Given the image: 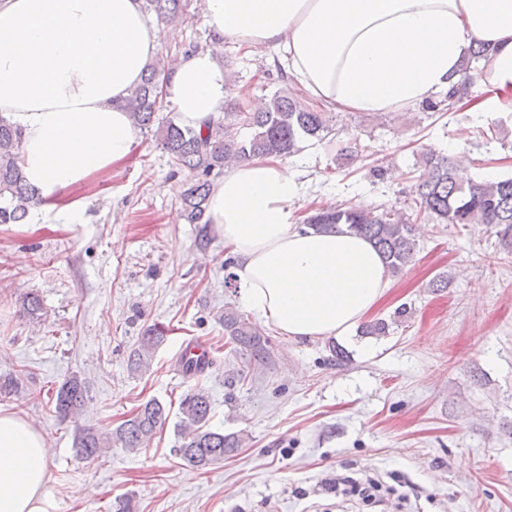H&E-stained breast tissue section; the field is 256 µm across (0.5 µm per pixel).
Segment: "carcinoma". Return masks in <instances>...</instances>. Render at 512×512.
Instances as JSON below:
<instances>
[{
  "label": "carcinoma",
  "mask_w": 512,
  "mask_h": 512,
  "mask_svg": "<svg viewBox=\"0 0 512 512\" xmlns=\"http://www.w3.org/2000/svg\"><path fill=\"white\" fill-rule=\"evenodd\" d=\"M142 9L168 23L186 18L184 0H142ZM489 53L479 43L463 61L458 80L445 96L422 105L424 112H455L459 103L471 97L472 71ZM189 54L180 46L156 57L145 70L141 83L124 102L135 127L155 130L173 168L186 169L194 179L181 196L184 216L190 224L205 219L212 191V177L233 161L256 157L281 158L302 150L300 144L321 141L333 132V116L306 106L299 90L282 87L270 97L261 111L252 112L238 100L224 106L217 118L196 131L174 119L159 120L164 98L158 89L169 77L170 66L179 56ZM22 129L0 116V224H21L31 206L41 203L39 189L28 183L21 169ZM420 175L414 185V213L360 204L341 203L321 206L303 221V230L332 233L346 230L367 239L383 257L390 273L398 274L416 255L414 218L434 217L441 224H477L494 231L503 249L512 253V177L495 181L473 180L466 184L455 177L456 160L426 149L416 162ZM234 351L248 363L267 365L272 360L269 338L231 307L219 318ZM158 327L148 329L129 356V369L136 373L149 366L156 348L164 341ZM86 383L73 376L55 393V413L65 421L84 406ZM211 401L201 387L189 390L179 403L176 453L182 460L204 469L242 447L237 433H224L210 425ZM169 409L156 399L140 404L115 429L100 432L93 428L75 431L76 456L91 460L105 449L119 444L131 450L150 443L156 431L168 420Z\"/></svg>",
  "instance_id": "1"
}]
</instances>
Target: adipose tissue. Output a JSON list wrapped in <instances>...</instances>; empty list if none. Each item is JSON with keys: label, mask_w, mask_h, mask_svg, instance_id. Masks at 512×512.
<instances>
[{"label": "adipose tissue", "mask_w": 512, "mask_h": 512, "mask_svg": "<svg viewBox=\"0 0 512 512\" xmlns=\"http://www.w3.org/2000/svg\"><path fill=\"white\" fill-rule=\"evenodd\" d=\"M210 48L182 58L166 93L193 129L230 88L216 47L281 52L294 86L337 112L380 114L435 98L476 43L493 47L479 111L512 112V0H205ZM160 47L141 0H0V115L23 130L22 169L45 210L72 218L64 190L125 162L136 129L122 103ZM302 185L286 164L226 167L207 219L236 256L241 302L291 339L353 342L392 278L364 238L303 232ZM46 436L0 412V512H64Z\"/></svg>", "instance_id": "adipose-tissue-1"}]
</instances>
